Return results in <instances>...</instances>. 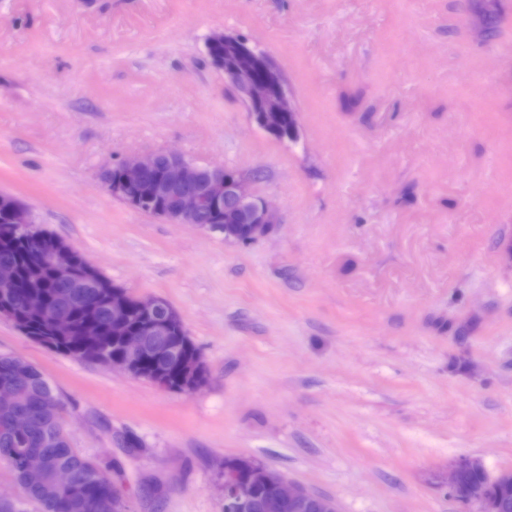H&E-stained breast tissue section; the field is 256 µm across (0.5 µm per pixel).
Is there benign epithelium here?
I'll return each mask as SVG.
<instances>
[{"instance_id": "obj_1", "label": "benign epithelium", "mask_w": 512, "mask_h": 512, "mask_svg": "<svg viewBox=\"0 0 512 512\" xmlns=\"http://www.w3.org/2000/svg\"><path fill=\"white\" fill-rule=\"evenodd\" d=\"M219 41L240 44L237 63L227 68L221 60L210 64L222 72L236 90L250 119L263 132L275 128L283 113L297 115L288 82L273 59L248 40L221 30L206 39V52ZM121 180H112V167H105L100 180L107 191L130 208L165 221L168 224H192L224 235V240L238 236V224L248 225L251 240L272 231L279 223L278 215L265 200L251 189L244 173L223 166L199 165L173 150L159 151L125 160L118 164ZM8 211L10 224L21 234L38 230L31 208L17 197L0 194V211ZM49 261L58 275L71 278L72 262L82 263L88 278L97 269L65 243H50ZM15 270L0 263V318L15 320L7 303ZM180 320L170 304L157 296H134L118 286L112 289V341L118 343L124 358H109L102 353L96 363L132 375L139 371L163 387L167 370L176 371L182 380L196 390L198 365L202 359H189L180 347L167 340L166 333ZM70 325L64 309L55 310L50 319V333L65 336ZM24 482L28 487L39 484L46 470L45 460L37 455L23 457ZM475 471L487 474L493 486L512 485V470L492 475L477 459L461 458L448 472V493L470 509V512H500L499 500L485 493H471L464 477ZM224 512H337L336 503L317 496L308 489L290 483L286 478L259 463H252L247 476L224 468Z\"/></svg>"}]
</instances>
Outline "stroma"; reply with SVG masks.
<instances>
[{"label":"stroma","mask_w":512,"mask_h":512,"mask_svg":"<svg viewBox=\"0 0 512 512\" xmlns=\"http://www.w3.org/2000/svg\"><path fill=\"white\" fill-rule=\"evenodd\" d=\"M0 0V193L113 284L166 299L207 382L176 392L0 319L129 512H223L225 458L339 512H462L458 458L512 469V0ZM215 30L284 72L299 142L249 119ZM173 149L252 179L243 245L135 211L104 165ZM477 1H492V0H477ZM494 4L491 7H487L486 4L477 3V7L483 11L485 21L488 28V35L486 25L482 16L481 10L472 8V13L479 24L480 35L484 39L494 40L500 33V8L498 1H492Z\"/></svg>","instance_id":"stroma-1"}]
</instances>
